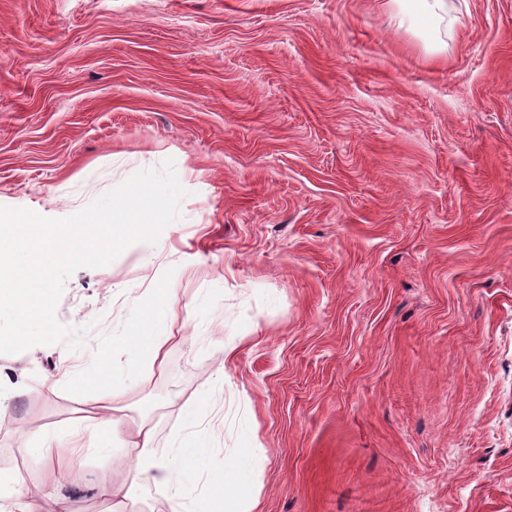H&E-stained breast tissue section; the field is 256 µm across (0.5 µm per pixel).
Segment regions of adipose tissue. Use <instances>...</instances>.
<instances>
[{
	"instance_id": "1",
	"label": "adipose tissue",
	"mask_w": 512,
	"mask_h": 512,
	"mask_svg": "<svg viewBox=\"0 0 512 512\" xmlns=\"http://www.w3.org/2000/svg\"><path fill=\"white\" fill-rule=\"evenodd\" d=\"M164 297V290L153 289L143 302L135 304L130 311L132 321L129 333L136 336L140 352L150 366L164 364L168 345L175 338L173 308L166 305ZM101 411L107 416V441H121L131 450L133 464L127 473L132 482L170 490V512H188L187 495L179 470L155 455L153 428L144 422L128 432L122 428L119 420L110 417L109 406H102Z\"/></svg>"
}]
</instances>
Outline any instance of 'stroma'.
Masks as SVG:
<instances>
[{"label": "stroma", "mask_w": 512, "mask_h": 512, "mask_svg": "<svg viewBox=\"0 0 512 512\" xmlns=\"http://www.w3.org/2000/svg\"><path fill=\"white\" fill-rule=\"evenodd\" d=\"M448 9L0 0V206L66 218L169 159L187 191L155 252L65 280V340L0 354V512L124 483L103 390L196 512L242 455L255 512H512V0ZM150 285L183 325L160 369L122 325ZM198 412L193 408H188L184 414L185 428L188 430L180 438L178 444V456L182 461L201 462L205 457V443L193 431L197 426Z\"/></svg>", "instance_id": "1"}]
</instances>
